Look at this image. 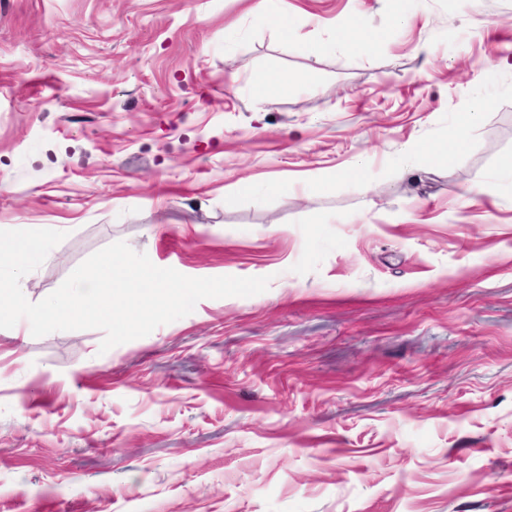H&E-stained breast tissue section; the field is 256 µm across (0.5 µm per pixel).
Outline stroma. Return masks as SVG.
<instances>
[{"label": "stroma", "instance_id": "stroma-1", "mask_svg": "<svg viewBox=\"0 0 512 512\" xmlns=\"http://www.w3.org/2000/svg\"><path fill=\"white\" fill-rule=\"evenodd\" d=\"M286 3L0 0V230L66 234L30 301L117 241L270 280L105 353L0 329V512H512V0ZM282 0H258L253 7V20L261 25L288 28V11ZM304 83L305 79L302 77L279 78L260 73L251 82L253 102L256 106L260 105L271 93L279 95L297 94L300 91V86ZM483 106L481 104L475 105L470 112H464L458 121L459 133L451 137L445 145L436 148L431 152L434 158H440L444 155H448L450 152L461 150L465 145V140L461 135V132L467 130L471 126L475 125L481 117Z\"/></svg>", "mask_w": 512, "mask_h": 512}]
</instances>
